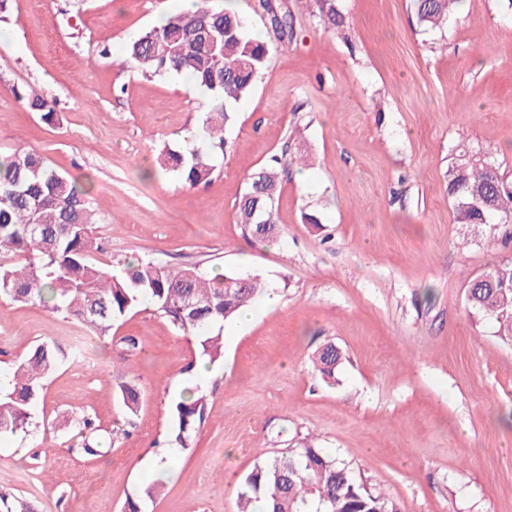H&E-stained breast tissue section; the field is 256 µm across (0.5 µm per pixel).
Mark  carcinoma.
<instances>
[{
    "label": "carcinoma",
    "instance_id": "carcinoma-1",
    "mask_svg": "<svg viewBox=\"0 0 512 512\" xmlns=\"http://www.w3.org/2000/svg\"><path fill=\"white\" fill-rule=\"evenodd\" d=\"M462 2L414 0L418 26L444 28L452 9ZM318 9L321 19L343 26L335 0H319ZM292 19L288 10L271 14L278 39L292 31ZM270 51L252 35L246 20L221 0H197L194 13L169 16L125 43L123 63L143 76L184 74L207 96L208 112L199 133L206 150L163 148L168 174L192 188L211 184L215 168L210 155L224 153V128L252 90ZM18 97L27 100L32 111L52 115L34 92ZM290 164L274 155L250 178L236 212L245 236L272 237V232L260 231L259 224L276 223L281 173ZM447 192L457 224H512V177L490 156L458 145L448 167ZM98 223L87 190L68 173L26 148L0 154V254L18 257L16 263H0V295L14 302H38L78 321L97 339L119 344L130 356L138 345L132 337L112 336L114 322L149 301L177 332L196 337L202 356L217 361L223 355L224 322L263 292L260 281L233 273L210 278L195 267L169 268L141 259L125 261L122 273L114 274L91 257L92 228ZM465 298L471 314L495 319L501 338L512 341L511 260L477 275ZM63 356L60 346L40 343L0 380V434L27 432L43 379ZM341 360L336 345L328 343L317 351L313 364L323 381L334 383ZM119 401L126 414H136L141 393L133 381L121 383ZM206 411L204 395L190 389L182 396L172 409L176 443L187 445ZM80 434L85 455L104 453L92 419L82 420ZM245 483L250 492L243 497L245 509L262 499L266 512H400L395 500L366 491L348 465L311 440L255 466ZM0 512L31 510L22 499L1 492Z\"/></svg>",
    "mask_w": 512,
    "mask_h": 512
}]
</instances>
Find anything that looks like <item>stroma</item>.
<instances>
[{"label": "stroma", "mask_w": 512, "mask_h": 512, "mask_svg": "<svg viewBox=\"0 0 512 512\" xmlns=\"http://www.w3.org/2000/svg\"><path fill=\"white\" fill-rule=\"evenodd\" d=\"M274 2L294 16L282 48L259 0H234L274 47L225 129L213 182L194 189L160 173L159 153L197 145L205 95L117 63L128 31L178 14L177 0H7L0 11V152L26 147L90 180L101 265L257 275L278 298L225 323L224 356L204 378L194 337L147 303L125 315L113 334L138 341L132 417L114 341L0 298V375L43 341L81 349L46 378L27 432L0 437V488L33 512H122L156 478L165 489L142 512H237L253 468L307 436L403 512H512V343L465 306L476 275L512 260V224L454 223L445 181L461 143L512 173V11L464 0L424 32L412 0H336L338 31L316 0ZM23 89L54 120L30 111ZM275 154L291 161L278 233L258 242L235 205ZM329 342L343 355L333 386L311 363ZM190 388L208 407L180 448L171 408ZM86 416L111 432L108 454L71 452ZM119 401L127 415H134L141 403V393L137 385L131 381H125L119 386Z\"/></svg>", "instance_id": "obj_1"}]
</instances>
